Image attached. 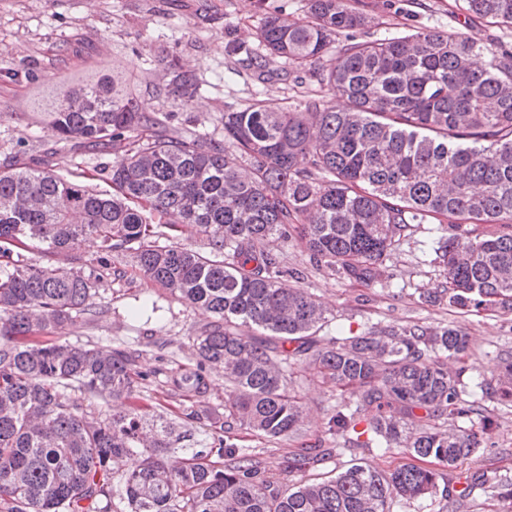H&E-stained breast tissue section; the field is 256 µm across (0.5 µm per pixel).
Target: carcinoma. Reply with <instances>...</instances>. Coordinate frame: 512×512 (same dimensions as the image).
<instances>
[{
    "instance_id": "1",
    "label": "carcinoma",
    "mask_w": 512,
    "mask_h": 512,
    "mask_svg": "<svg viewBox=\"0 0 512 512\" xmlns=\"http://www.w3.org/2000/svg\"><path fill=\"white\" fill-rule=\"evenodd\" d=\"M463 11L512 28V0H463ZM368 23L351 0H308L305 21L268 13L255 34L262 52L247 56L260 76L279 59L308 70L342 110L254 99L222 115V140L171 136L172 114L142 111L114 69L45 105L57 141L112 147V192L83 174L0 164V512H111L116 492L128 512H393L447 497L423 461L453 468L494 446L485 409L460 388L472 357L461 330L378 324L318 336L331 312L286 280L296 272L277 243L294 235L313 264L372 287L414 225L436 221L448 231L434 249L445 280L426 300L512 311V43L426 29L339 41ZM158 66L156 97L188 107L195 76L173 57ZM168 216L179 224L164 234L155 220ZM88 238L96 264L57 260H76ZM36 248L41 256H27ZM128 254L143 279L213 317L161 384L194 403L224 375V414L210 420L221 435L181 457L175 445L198 413L145 400L143 351L61 337L93 315L103 278L127 279ZM302 365L352 395L326 434L399 447L418 463H354L289 487L288 476L323 467L336 449L320 440L266 462L224 439L297 434L303 410L288 374ZM480 388L512 402V354L483 370ZM91 398L128 407L104 415ZM488 488L499 512H512V480Z\"/></svg>"
}]
</instances>
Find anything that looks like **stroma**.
Wrapping results in <instances>:
<instances>
[{"instance_id": "1", "label": "stroma", "mask_w": 512, "mask_h": 512, "mask_svg": "<svg viewBox=\"0 0 512 512\" xmlns=\"http://www.w3.org/2000/svg\"><path fill=\"white\" fill-rule=\"evenodd\" d=\"M369 14L368 27L354 30L355 40L384 39L408 28L437 31L467 28L481 41L503 37L507 28L465 24L462 0H352ZM278 12L291 21L307 16V0H0V160L28 162L41 157L47 168L69 176L94 175L97 190H109L103 170L112 163L111 150L59 152L38 103L53 88L100 70L118 69L134 81L145 111L169 112V135L187 130L223 137L220 117L260 98L273 107L303 99L314 85L298 69L284 80H258L253 71L229 67L232 46L254 32L265 13ZM172 55L198 79L201 88L193 105L160 99L151 93L160 57ZM443 231L440 224L420 225L411 240L394 248L388 275L366 287L309 261L299 239L281 244L294 284L306 289L334 314L324 329L328 336H351L375 324L454 325L466 332L474 367L463 377L469 398L480 397L478 366L499 353L512 351V312L460 310L432 305L422 297L443 281L445 271L434 261ZM100 315L65 331L73 343L106 347L127 343L143 349L142 366L168 372L192 344L196 330L210 314L186 306L166 290L137 279L134 284L105 279L94 300ZM294 388L308 418L298 435L287 440L248 441L252 452L268 459L323 438V424L332 409L348 403L349 394L322 385L303 368H295ZM487 414L497 427V448H482L460 463L465 476L482 474L512 478V403L490 402ZM399 449L343 451L322 471L336 473L353 463L386 469L407 463Z\"/></svg>"}]
</instances>
